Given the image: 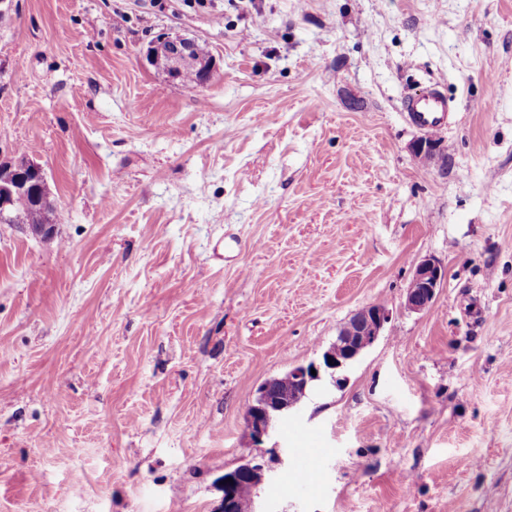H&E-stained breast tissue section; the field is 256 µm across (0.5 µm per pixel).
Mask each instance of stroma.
<instances>
[{
    "instance_id": "35a3bbf8",
    "label": "stroma",
    "mask_w": 512,
    "mask_h": 512,
    "mask_svg": "<svg viewBox=\"0 0 512 512\" xmlns=\"http://www.w3.org/2000/svg\"><path fill=\"white\" fill-rule=\"evenodd\" d=\"M163 33L209 45L206 87L147 58ZM431 86L458 114L425 163L402 103ZM19 151L54 233L0 224V512H219L257 387L370 304L261 512H512V0H12ZM446 277L445 268L433 258L422 259L416 266L407 289L404 307L411 312L428 308Z\"/></svg>"
}]
</instances>
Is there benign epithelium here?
<instances>
[{"label": "benign epithelium", "instance_id": "7a95c632", "mask_svg": "<svg viewBox=\"0 0 512 512\" xmlns=\"http://www.w3.org/2000/svg\"><path fill=\"white\" fill-rule=\"evenodd\" d=\"M161 45L149 46L147 56L154 62L163 63L168 78L177 81L188 68L200 71L198 87L203 88L211 81L216 71V59H200L195 50V40L183 35L164 34ZM414 157L421 159L431 156L437 150L436 144L427 138H418L410 146ZM31 196L39 203L49 201L47 179L44 169L20 154L13 160L0 163V222L16 224L19 218L11 214L16 197ZM446 277L445 268L433 258L421 260L414 269L407 289L404 307L411 312L428 308ZM389 311L381 305H369L359 309L340 329L336 340L323 351L318 360L298 365L288 370L292 380L303 392L312 381L323 376L336 379V373L353 362L378 340L384 325L389 321ZM316 374H311V371ZM300 400H288L274 396L269 385L262 383L246 411V423L251 438L253 454L244 466L232 472H224L228 482L224 484L222 508L228 509L232 501L253 497L257 487L272 480L271 469L265 455L274 452L266 447L272 438L274 422L290 416Z\"/></svg>", "mask_w": 512, "mask_h": 512}]
</instances>
